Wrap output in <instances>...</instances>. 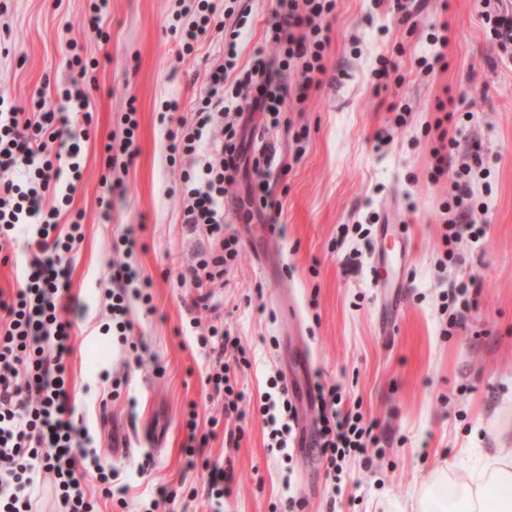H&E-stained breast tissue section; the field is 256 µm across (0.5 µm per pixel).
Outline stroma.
<instances>
[{"mask_svg": "<svg viewBox=\"0 0 512 512\" xmlns=\"http://www.w3.org/2000/svg\"><path fill=\"white\" fill-rule=\"evenodd\" d=\"M89 0H0V94L18 105L57 91L74 76L66 64L67 40L96 60L83 87L94 123L80 162L84 178L71 203L84 213V238L71 263V293L86 310L76 320L69 359L76 417L85 420L101 463L127 474L131 512H147L156 490L177 491L168 512H212L205 496L185 492L201 485L186 466V415L198 411L201 430L225 418L220 397L202 379L211 363L199 345L202 324L230 330L252 352L250 369L236 380L247 400L281 374L298 411L310 380L338 385L344 407L361 405L386 438L371 468L343 462L342 492L333 485L310 431L294 430L287 453L271 449L267 429L249 419L237 446L221 436L204 454L230 468L232 493L224 512H273L291 493L305 512H407L436 468L456 478L479 470L495 445L490 422L512 410V67L505 65L486 29L485 0H428L415 29L401 25L388 5L336 0L329 18L321 88L290 107L279 128L245 140L248 151L276 145L269 179L272 207L253 216L229 212L228 229L241 243L242 260L222 283L183 288L179 273L197 238L182 222L181 168L169 165L167 131L173 122L164 101L177 100L188 115L207 74L224 50V32L211 29L191 55H182L177 30L186 23L176 0H109L98 39L84 29ZM252 14L239 41V60L264 47L263 30L276 0H250ZM446 30L444 67L423 73L415 64L433 55L430 34ZM402 46L403 80L395 93L376 92L372 70L379 55ZM410 108L396 127L391 100ZM134 103L138 153L121 178L123 195H108L101 145L123 131L122 114ZM449 111L448 135L457 158L479 151L474 173L477 202L488 210L480 240L463 238L456 261L443 265L441 240L445 182L431 175L439 131ZM304 147L296 155V147ZM402 225L409 242L407 287L396 314L397 333L384 336L380 299L367 276L371 252L362 238L341 237L340 227L370 215ZM130 257L153 280L150 304L133 302L131 342L106 333L112 287V245L125 234ZM476 279L463 326L447 329L440 294L449 280ZM207 294V304L194 299ZM143 354V369L125 362ZM128 371L125 395L108 409L103 371Z\"/></svg>", "mask_w": 512, "mask_h": 512, "instance_id": "35a3bbf8", "label": "stroma"}]
</instances>
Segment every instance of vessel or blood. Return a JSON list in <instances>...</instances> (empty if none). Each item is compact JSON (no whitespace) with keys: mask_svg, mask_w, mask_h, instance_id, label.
<instances>
[{"mask_svg":"<svg viewBox=\"0 0 512 512\" xmlns=\"http://www.w3.org/2000/svg\"><path fill=\"white\" fill-rule=\"evenodd\" d=\"M408 248L392 224L381 225L377 246L371 257V283L384 304L395 306L402 300L404 266Z\"/></svg>","mask_w":512,"mask_h":512,"instance_id":"1","label":"vessel or blood"}]
</instances>
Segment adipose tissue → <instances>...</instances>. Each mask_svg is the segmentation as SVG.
I'll return each mask as SVG.
<instances>
[{"mask_svg": "<svg viewBox=\"0 0 512 512\" xmlns=\"http://www.w3.org/2000/svg\"><path fill=\"white\" fill-rule=\"evenodd\" d=\"M493 427L497 446L482 469L459 480L437 468L423 482L411 512H512V412L498 413Z\"/></svg>", "mask_w": 512, "mask_h": 512, "instance_id": "adipose-tissue-1", "label": "adipose tissue"}]
</instances>
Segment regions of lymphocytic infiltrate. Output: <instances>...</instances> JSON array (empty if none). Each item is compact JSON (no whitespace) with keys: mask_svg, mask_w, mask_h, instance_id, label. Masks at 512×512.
Returning <instances> with one entry per match:
<instances>
[{"mask_svg":"<svg viewBox=\"0 0 512 512\" xmlns=\"http://www.w3.org/2000/svg\"><path fill=\"white\" fill-rule=\"evenodd\" d=\"M335 0H276V8L265 29L272 55L256 52L248 65H240L235 43H228L220 59L210 68L207 87L197 100L191 117H178L168 133L169 162H181L184 207L182 221L194 232H202L204 245L179 274L183 286L223 280L240 259L235 234L224 231V203L236 209L269 204V181L276 149L265 143L253 156L256 187L246 198H233L244 156V131L252 113L265 117V128L281 123L288 101L302 104L319 88L325 72V51L330 28L325 18ZM195 18L181 31L185 54H192L208 31L241 27L251 10L246 5L217 10L213 0H197ZM298 71L299 81L288 85L289 71ZM81 89H63L58 107L36 98L31 110L8 104L0 97V253L10 251L17 234H25L27 260L17 288L0 294V512H33L39 489L50 488L56 512H95L80 475L93 477L104 498L127 506L126 485L116 470L103 466L95 453L87 426L75 425L69 393L67 360L73 352V316L78 302L70 293V255L83 238L79 221L61 229L57 219L82 178L81 144L89 136L92 114ZM480 155L461 166L448 185L443 209L452 211L441 234L446 255L463 238L479 239L483 225L473 218L474 190L468 174L481 165ZM53 197L55 206L45 204ZM152 280L126 260L112 264V288L108 310L112 328L129 336L133 323L129 303L137 298L150 302L147 291ZM199 342L209 348L215 363L206 385L224 399L225 417L242 418L243 398L230 371L249 366L247 352L238 337L212 327ZM268 390L256 412L268 429L272 447L287 450L290 422L295 408L281 378L267 381ZM319 411L315 444L331 468H339L350 457L371 465L368 450L377 446L376 424L360 409H341L342 396L335 386H314ZM185 451L188 467L206 473L204 491L213 512H223L224 495L232 477L223 466L197 460L209 434H196V421H189ZM190 489L188 498H196Z\"/></svg>","mask_w":512,"mask_h":512,"instance_id":"1","label":"lymphocytic infiltrate"}]
</instances>
